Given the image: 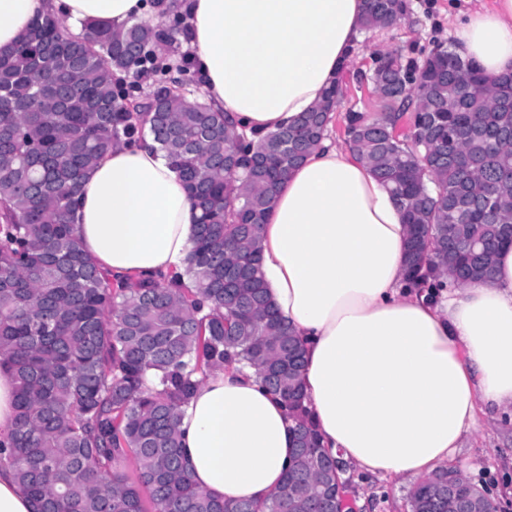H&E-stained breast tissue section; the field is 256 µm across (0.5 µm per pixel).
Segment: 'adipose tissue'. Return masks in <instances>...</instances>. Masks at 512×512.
Wrapping results in <instances>:
<instances>
[{"label": "adipose tissue", "instance_id": "obj_1", "mask_svg": "<svg viewBox=\"0 0 512 512\" xmlns=\"http://www.w3.org/2000/svg\"><path fill=\"white\" fill-rule=\"evenodd\" d=\"M178 8L205 99L261 135L323 99L360 37L363 0H0V51L40 15L79 32L162 24ZM488 76L512 74V0L448 31ZM195 210L151 138L120 145L82 183L83 248L117 280L183 272ZM407 226L367 163L322 141L289 175L262 228L260 276L304 355L300 382L323 449L377 477L431 474L482 415L512 410V245L489 280L429 295L405 278ZM183 454L220 501H263L295 449L286 405L254 368L208 374L182 408Z\"/></svg>", "mask_w": 512, "mask_h": 512}]
</instances>
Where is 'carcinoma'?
<instances>
[{"mask_svg": "<svg viewBox=\"0 0 512 512\" xmlns=\"http://www.w3.org/2000/svg\"><path fill=\"white\" fill-rule=\"evenodd\" d=\"M402 0H365L367 30L394 26ZM179 32L133 22L119 31L89 21L74 36L47 15L0 52V362L13 369L16 422L9 459L34 512H288V495L222 502L201 490L180 456L181 406L207 372L234 359L256 369L295 420L293 512H326L335 468L318 466L319 437L288 347L299 343L259 274L260 229L283 180L333 121L330 99L280 133L248 139L224 113L179 89L185 61L156 51ZM147 46L140 58L132 45ZM370 76L379 112L346 116L351 150L394 196L409 224L406 279L425 287L464 271L488 279L509 242L512 76L491 79L439 47L405 65L396 52ZM157 77L154 110L120 83ZM410 74L431 81L434 115L395 96ZM199 211L176 282L116 283L84 251L71 216L92 167L144 124ZM242 146L236 168L224 151ZM155 371L158 387L144 385ZM137 462L130 477L128 457Z\"/></svg>", "mask_w": 512, "mask_h": 512, "instance_id": "1", "label": "carcinoma"}]
</instances>
